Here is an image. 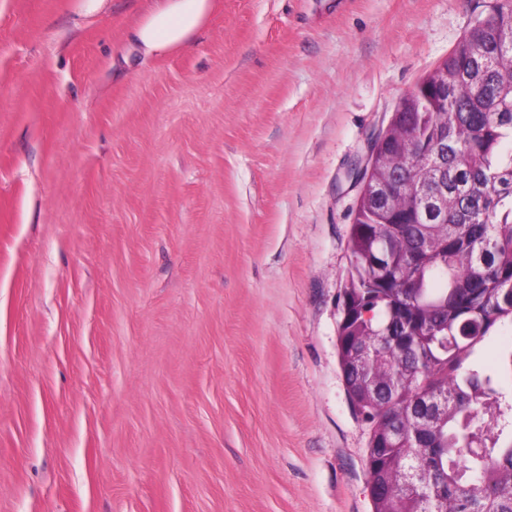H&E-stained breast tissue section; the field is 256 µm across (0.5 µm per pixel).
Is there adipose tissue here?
<instances>
[{
    "label": "adipose tissue",
    "instance_id": "obj_1",
    "mask_svg": "<svg viewBox=\"0 0 512 512\" xmlns=\"http://www.w3.org/2000/svg\"><path fill=\"white\" fill-rule=\"evenodd\" d=\"M215 9L216 0H153L152 8L131 30L130 42L144 57L181 51Z\"/></svg>",
    "mask_w": 512,
    "mask_h": 512
}]
</instances>
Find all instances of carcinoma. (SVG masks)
Masks as SVG:
<instances>
[{
    "label": "carcinoma",
    "mask_w": 512,
    "mask_h": 512,
    "mask_svg": "<svg viewBox=\"0 0 512 512\" xmlns=\"http://www.w3.org/2000/svg\"><path fill=\"white\" fill-rule=\"evenodd\" d=\"M370 181L397 203L358 204L338 354L364 420L398 431L367 459L373 512H512V347L497 371L472 360L512 326V0L399 104ZM361 349L364 370L345 369Z\"/></svg>",
    "instance_id": "obj_1"
}]
</instances>
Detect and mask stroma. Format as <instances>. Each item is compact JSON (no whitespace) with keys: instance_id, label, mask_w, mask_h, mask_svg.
<instances>
[{"instance_id":"35a3bbf8","label":"stroma","mask_w":512,"mask_h":512,"mask_svg":"<svg viewBox=\"0 0 512 512\" xmlns=\"http://www.w3.org/2000/svg\"><path fill=\"white\" fill-rule=\"evenodd\" d=\"M149 3L0 0V512H372L356 174L492 0ZM153 7L130 32L143 57H158L188 47L216 9V0H152Z\"/></svg>"}]
</instances>
